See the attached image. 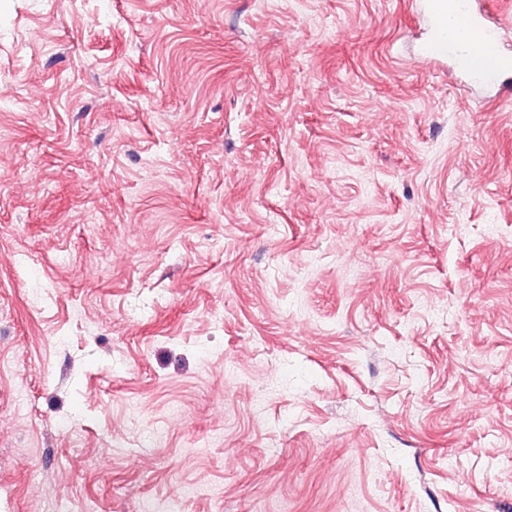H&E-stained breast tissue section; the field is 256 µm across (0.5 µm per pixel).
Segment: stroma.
<instances>
[{
	"label": "stroma",
	"mask_w": 512,
	"mask_h": 512,
	"mask_svg": "<svg viewBox=\"0 0 512 512\" xmlns=\"http://www.w3.org/2000/svg\"><path fill=\"white\" fill-rule=\"evenodd\" d=\"M419 0H0V512H512V102Z\"/></svg>",
	"instance_id": "obj_1"
}]
</instances>
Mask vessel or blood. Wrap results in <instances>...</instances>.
Wrapping results in <instances>:
<instances>
[{"instance_id":"b4317fda","label":"vessel or blood","mask_w":512,"mask_h":512,"mask_svg":"<svg viewBox=\"0 0 512 512\" xmlns=\"http://www.w3.org/2000/svg\"><path fill=\"white\" fill-rule=\"evenodd\" d=\"M426 52L451 57L457 69L476 82L497 87L499 96L512 95V52L502 48L495 25L479 20L470 10L455 14L447 38L433 36Z\"/></svg>"}]
</instances>
